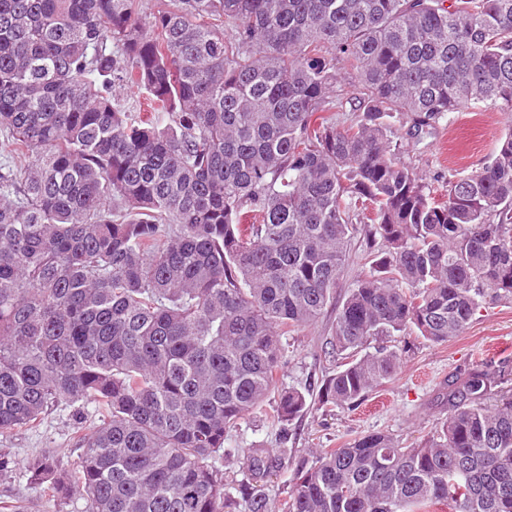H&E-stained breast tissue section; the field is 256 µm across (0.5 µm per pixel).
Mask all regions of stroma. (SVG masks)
<instances>
[{"mask_svg":"<svg viewBox=\"0 0 512 512\" xmlns=\"http://www.w3.org/2000/svg\"><path fill=\"white\" fill-rule=\"evenodd\" d=\"M511 127L512 118L504 113L474 106L450 113L446 123L421 141L402 138L401 155L426 176L440 199L445 195L443 176L479 168ZM335 317V308H328L312 325L283 337L287 362L278 373L280 386L301 389L325 375L331 363L324 348ZM481 361L501 370L504 388L512 389V302L486 307L463 333L445 343L431 344L407 336L398 371L371 392L357 410L311 402L307 412L288 426L287 454L263 478L271 504H279L286 497L297 465L312 462L322 449L340 447L364 432L389 433L407 444L427 438L448 415L440 396L449 376ZM98 421L93 405L64 404L46 416L38 428L0 435V453L15 461L12 472L0 476V500L33 499L38 512H86L87 502L78 494L58 501L37 499L27 462L32 455L48 452L54 454L60 468H69L81 453L73 439L74 431L92 430ZM278 432L262 408L225 437V447L235 449L236 455L216 462L224 472V512H248L241 491L244 453L252 448H277Z\"/></svg>","mask_w":512,"mask_h":512,"instance_id":"obj_1","label":"stroma"}]
</instances>
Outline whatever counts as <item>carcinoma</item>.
I'll use <instances>...</instances> for the list:
<instances>
[{
	"instance_id": "obj_1",
	"label": "carcinoma",
	"mask_w": 512,
	"mask_h": 512,
	"mask_svg": "<svg viewBox=\"0 0 512 512\" xmlns=\"http://www.w3.org/2000/svg\"><path fill=\"white\" fill-rule=\"evenodd\" d=\"M140 2L0 0V434L93 403L72 469L28 462L40 497L224 512L212 461L269 396L285 443L309 397L351 409L393 376L404 349L372 340L444 343L512 302V129L438 200L388 123L418 140L477 103L512 115V0ZM358 223L384 250L337 309L336 368L281 388V337L332 305ZM500 385L456 372L424 443L325 450L281 512H512ZM246 461L254 479L273 463ZM248 503L268 512L265 489Z\"/></svg>"
}]
</instances>
